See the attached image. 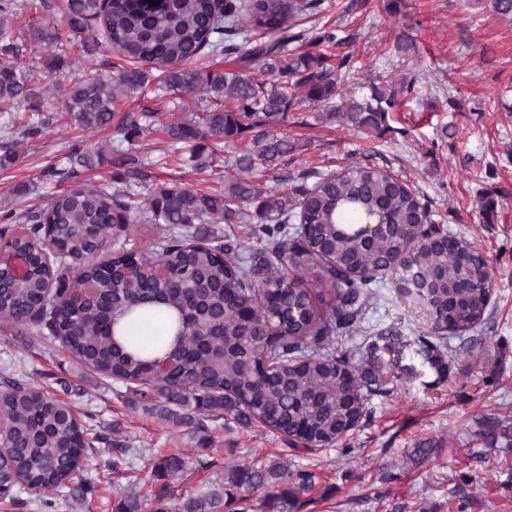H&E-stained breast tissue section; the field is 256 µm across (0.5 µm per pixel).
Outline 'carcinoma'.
I'll return each mask as SVG.
<instances>
[{
    "instance_id": "1",
    "label": "carcinoma",
    "mask_w": 512,
    "mask_h": 512,
    "mask_svg": "<svg viewBox=\"0 0 512 512\" xmlns=\"http://www.w3.org/2000/svg\"><path fill=\"white\" fill-rule=\"evenodd\" d=\"M324 2L66 0L62 26H32L30 41L50 49L96 25L117 53L111 71L67 83L64 111L78 126L114 123L128 142L156 128L192 147L200 170L219 167V153L230 150L237 174L224 176L218 192L150 188L144 160L120 145L86 149L75 164L118 166L112 184L75 185L36 214H0V242L29 257L23 276L0 262V324L60 341L88 370L135 385L144 407L173 422L199 430L223 416L244 427L259 422L310 450L349 440L390 381L426 370L447 379L461 351L450 336L486 320L492 281L484 255L436 224L406 181L377 166L355 162L285 190H266L251 177L256 166L277 170L306 149L284 132L289 113L317 105L323 121L380 136L399 96L418 90L413 80L373 82L361 96L340 90L335 71L348 59L332 67L323 46L344 38L333 28L295 30L297 17L323 13ZM20 12L17 0H0V112L31 113L29 136L45 120L13 39ZM218 56L245 70L202 65ZM166 95L192 108L165 125L146 107L119 111ZM244 205L254 209L261 251L202 230L242 223ZM364 215L374 221L367 233L358 226ZM135 224L165 229L136 247L128 237ZM129 266L139 272L123 274ZM74 267L75 286L85 289L79 305L49 290ZM302 270L335 288L326 310L313 305L315 283ZM388 282L418 323L417 365H400L403 350L383 331L366 336L358 360L342 345ZM0 420L9 448L0 485L35 494L46 508L65 489L77 496L95 489L84 459L101 438L70 406L22 375L3 377ZM185 466L171 454L156 471L175 476ZM314 485V473L286 460L226 464L223 483L204 493L160 489L155 512H237L235 504L255 493L268 512H291Z\"/></svg>"
}]
</instances>
